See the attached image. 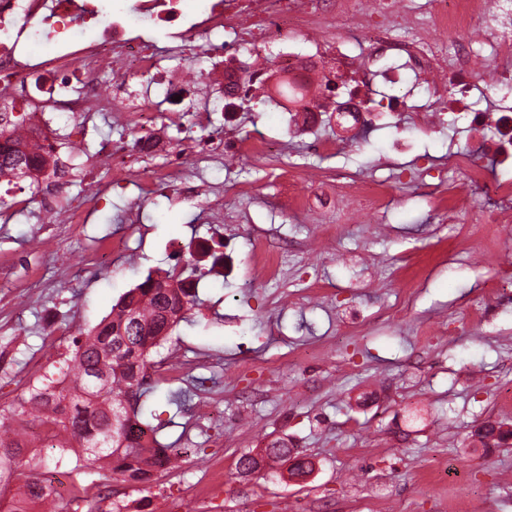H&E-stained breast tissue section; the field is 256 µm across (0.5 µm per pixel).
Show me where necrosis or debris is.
<instances>
[{
	"label": "necrosis or debris",
	"instance_id": "necrosis-or-debris-1",
	"mask_svg": "<svg viewBox=\"0 0 512 512\" xmlns=\"http://www.w3.org/2000/svg\"><path fill=\"white\" fill-rule=\"evenodd\" d=\"M182 2L112 0L105 12L89 0H0V88L16 100L41 93L31 111L20 117L1 111L0 122L16 120L31 130L47 114L66 122L111 113L136 133L133 140L100 151L110 160L111 184L126 182L133 155L162 147L163 124L155 113L136 106L123 84L104 88L97 75L105 69L116 76L131 71L150 90L182 84V74L165 70L153 49L150 32L159 27L171 53L186 57L205 51L212 61L208 83L233 107H241L275 74L298 76L303 97L288 126L309 134L311 153L332 155L345 144L341 136L315 135L323 121L325 87L343 78L347 128L385 127L403 109L421 117L448 116L470 135L493 127L488 151L499 163L512 161V99L502 94L512 87V0H425L419 12L407 0H204L194 12L184 10ZM91 18L102 29L96 39L79 28L81 20ZM297 29L312 35L311 50L297 46L292 36ZM37 42L50 44V52L32 55L30 47ZM274 46L279 62L273 70L266 57ZM378 77L391 87L405 84L406 90L382 94L375 111H364L366 90ZM282 150L281 140L263 134L228 135L218 129L205 142L184 138L164 166L139 184L146 192L172 187L180 202L193 204L205 190L193 179L191 163L232 157L263 165ZM451 159L463 181H424L418 193L431 204L438 223L461 225L464 235L477 242L501 238L512 229V178H489L477 157L460 150ZM469 188L481 190L485 201L466 225L457 199ZM284 189L327 238L334 232L323 221L327 206H335L340 216L355 209L374 217L388 193L383 181L347 170L314 180L292 170Z\"/></svg>",
	"mask_w": 512,
	"mask_h": 512
}]
</instances>
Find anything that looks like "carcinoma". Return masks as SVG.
<instances>
[{
  "instance_id": "cac0c4a2",
  "label": "carcinoma",
  "mask_w": 512,
  "mask_h": 512,
  "mask_svg": "<svg viewBox=\"0 0 512 512\" xmlns=\"http://www.w3.org/2000/svg\"><path fill=\"white\" fill-rule=\"evenodd\" d=\"M47 159L21 137L0 129V176L36 182L35 174L46 169ZM167 281L147 277L126 291L112 306V317H103L86 335L74 338L76 362L73 389L53 398L38 390L28 397L29 408L13 413L0 422V512H25L20 500L7 498L13 482L22 483L18 494L39 499L43 494L37 463L27 455L25 434L30 425L49 416L59 444L74 438L85 454L106 460L112 475L130 484L151 480L159 470L176 466L178 453L161 448L156 441H142L131 428L147 427L142 413L127 412L123 400L134 402L151 392L146 372L150 350L168 335L174 324L166 315L180 321L193 306L196 295L185 284L165 287ZM266 457L288 461L293 449L278 439L266 448Z\"/></svg>"
}]
</instances>
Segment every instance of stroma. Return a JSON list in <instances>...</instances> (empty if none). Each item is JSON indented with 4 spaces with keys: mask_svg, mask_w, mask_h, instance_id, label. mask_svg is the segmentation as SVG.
<instances>
[{
    "mask_svg": "<svg viewBox=\"0 0 512 512\" xmlns=\"http://www.w3.org/2000/svg\"><path fill=\"white\" fill-rule=\"evenodd\" d=\"M191 63L200 78L185 95L182 120L164 133L170 147L188 135L207 138L192 121L199 106L211 126L227 124L222 100L202 80L209 60L195 55ZM287 119L257 89L238 132L281 139L280 158L262 168L235 161L193 170L223 193L225 213L241 215L239 224L178 203L171 190L144 196L129 185L113 188L85 229L38 246L48 221L39 200L50 183L27 187L28 207L0 217V264L11 269L0 292L12 297L0 304V321L14 329L0 369V411L22 394L15 380L29 372L46 318L96 324L124 292L173 268L176 243L194 263L199 303L152 351L153 360L185 369L162 383L153 424L181 459L148 487L103 480L98 465H87V483L111 489L112 512H512V439L487 448L475 434L488 421L512 426V300L485 292L512 252L485 255L458 225L437 223L412 183L423 162L457 177L447 126L408 125L413 158L392 157L389 131L363 128L340 154L314 156ZM50 127L61 156L80 148L60 198L79 206L108 179L100 144L128 132L105 112L78 143L58 122ZM291 162L307 172L346 168L391 180L395 199L377 222L353 217L326 242L280 191ZM257 229L292 245L275 277L262 275L250 252ZM92 237L125 246L79 287L54 284ZM168 390L177 404L167 403ZM273 439L301 451L313 475L293 481L283 461L239 474V457Z\"/></svg>",
    "mask_w": 512,
    "mask_h": 512,
    "instance_id": "1",
    "label": "stroma"
}]
</instances>
